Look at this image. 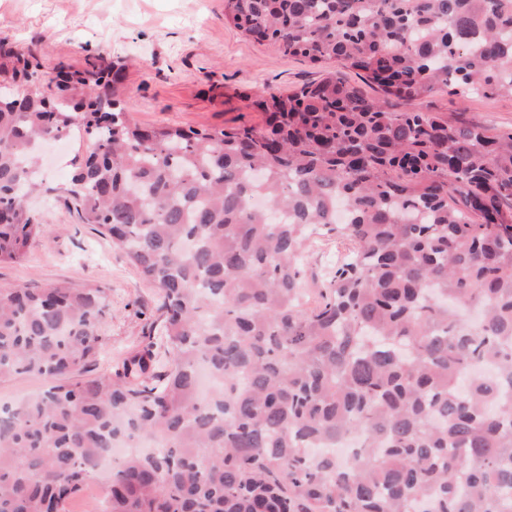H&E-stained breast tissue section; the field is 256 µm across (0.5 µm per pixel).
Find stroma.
I'll use <instances>...</instances> for the list:
<instances>
[{
	"instance_id": "35a3bbf8",
	"label": "stroma",
	"mask_w": 512,
	"mask_h": 512,
	"mask_svg": "<svg viewBox=\"0 0 512 512\" xmlns=\"http://www.w3.org/2000/svg\"><path fill=\"white\" fill-rule=\"evenodd\" d=\"M0 42L34 57L47 77L57 66L87 67L102 53L122 67L123 93L133 120L143 126L262 125L253 105L264 88L285 92L320 79L332 62L311 63L278 45L247 37L224 18V0H0ZM424 110H464L472 124L512 129V98L424 99ZM87 139L45 151L47 192L32 201L43 224L27 259L0 265V287L43 288L57 281L108 290L106 360L149 343L156 288L143 280L112 242L77 223L65 200L75 163L89 152Z\"/></svg>"
}]
</instances>
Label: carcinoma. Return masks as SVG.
I'll list each match as a JSON object with an SVG mask.
<instances>
[{
    "label": "carcinoma",
    "mask_w": 512,
    "mask_h": 512,
    "mask_svg": "<svg viewBox=\"0 0 512 512\" xmlns=\"http://www.w3.org/2000/svg\"><path fill=\"white\" fill-rule=\"evenodd\" d=\"M224 18L337 69L263 91L261 128L186 130L134 123L101 54L34 94L40 64H0V264L41 233L43 142L78 130L77 219L160 298L152 341L86 378L106 289L0 288V379L46 380L0 408V512H70L120 443L99 512H512V132L413 106L512 97V0H224ZM321 238L337 258L310 306ZM348 434L360 450L310 448ZM417 107L430 112H445L450 116L458 110L459 105L457 97L440 93L424 99Z\"/></svg>",
    "instance_id": "cac0c4a2"
}]
</instances>
